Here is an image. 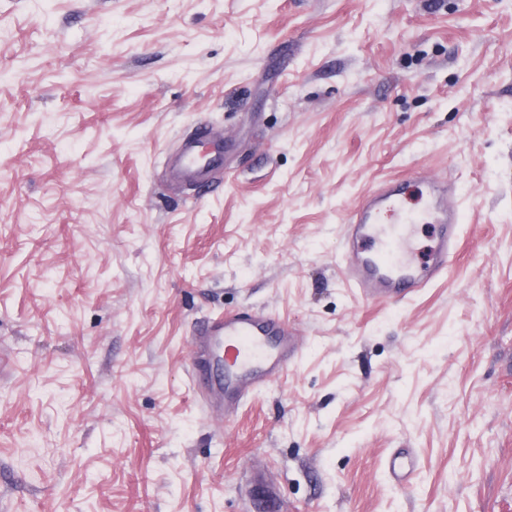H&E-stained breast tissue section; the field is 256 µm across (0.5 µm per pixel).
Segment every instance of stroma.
<instances>
[{
    "label": "stroma",
    "instance_id": "obj_1",
    "mask_svg": "<svg viewBox=\"0 0 512 512\" xmlns=\"http://www.w3.org/2000/svg\"><path fill=\"white\" fill-rule=\"evenodd\" d=\"M203 126L223 165L173 181ZM392 177L463 214L401 304L342 268ZM252 309L302 351L227 420L192 337ZM258 473L282 512H512V0H0V512H251ZM386 469L394 486L405 487L416 474V458L409 452H395L387 459Z\"/></svg>",
    "mask_w": 512,
    "mask_h": 512
}]
</instances>
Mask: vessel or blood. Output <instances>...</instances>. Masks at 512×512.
<instances>
[{"label": "vessel or blood", "mask_w": 512, "mask_h": 512, "mask_svg": "<svg viewBox=\"0 0 512 512\" xmlns=\"http://www.w3.org/2000/svg\"><path fill=\"white\" fill-rule=\"evenodd\" d=\"M224 152L222 141L201 134L180 158V174L204 183ZM403 184L391 181L364 197L355 207L344 232V272L350 287L366 300L398 302L427 287L448 271L459 240L462 214L441 183H431L426 206L419 215H402L398 223H378L379 212L397 207ZM429 219L435 244L426 261L412 257L410 228ZM191 363L194 383L202 387L205 408L235 416L243 399L288 369L300 351L296 329L262 311H242L205 321L197 330ZM397 487L410 484L417 464L413 454L396 452L386 462Z\"/></svg>", "instance_id": "vessel-or-blood-1"}]
</instances>
